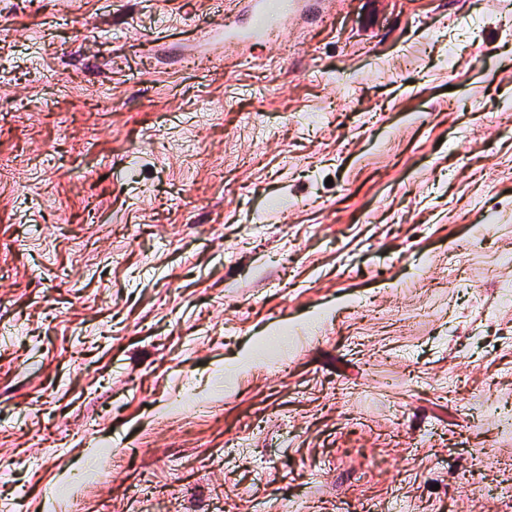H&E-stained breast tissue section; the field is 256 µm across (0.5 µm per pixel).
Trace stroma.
<instances>
[{
  "mask_svg": "<svg viewBox=\"0 0 512 512\" xmlns=\"http://www.w3.org/2000/svg\"><path fill=\"white\" fill-rule=\"evenodd\" d=\"M300 2L0 0V512H512V0Z\"/></svg>",
  "mask_w": 512,
  "mask_h": 512,
  "instance_id": "stroma-1",
  "label": "stroma"
}]
</instances>
